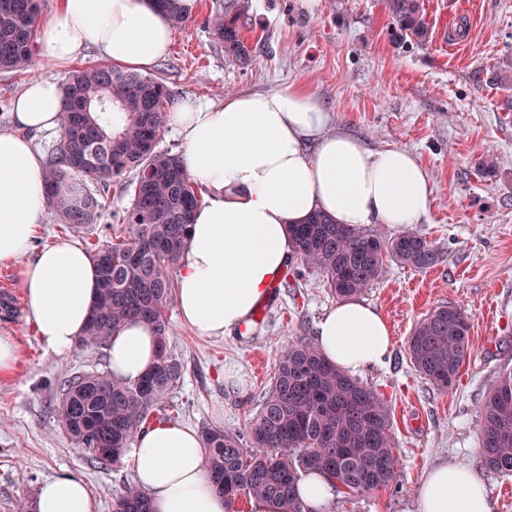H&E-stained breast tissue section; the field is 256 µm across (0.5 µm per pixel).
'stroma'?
<instances>
[{
	"label": "stroma",
	"mask_w": 512,
	"mask_h": 512,
	"mask_svg": "<svg viewBox=\"0 0 512 512\" xmlns=\"http://www.w3.org/2000/svg\"><path fill=\"white\" fill-rule=\"evenodd\" d=\"M223 4L199 0L148 71L175 102L220 104L296 83L330 112L332 126L376 148L409 150L428 174L431 206L416 229L441 247L440 262L424 271L389 262L363 295L390 329L388 358L361 379L391 408L397 478L363 494L336 490L327 512H419L417 485L447 462L473 469L494 512H512V476L481 466L479 416L500 373L512 370V90L491 81L512 71V0H425L431 35L424 46L394 41L383 0H252L244 64L225 57L206 25ZM461 23L467 33L456 52L450 33ZM71 72L37 55L26 71L0 72V128L9 126L25 83L63 82ZM487 155L496 177L477 173ZM1 271L13 279L16 313L0 316V334L16 340L19 358L0 375V512H17L43 480L64 471L86 483L95 512H112L113 498L134 478L129 460L90 463L55 417L66 376L108 371L107 352L78 344L61 358L46 350L27 318L20 262H0ZM336 303L320 274L308 271L296 291L273 284L252 335L220 340L200 337L170 306L169 350L183 366L165 402L171 423L244 430L272 387L279 356L293 341L314 340ZM443 304L462 307L471 324L470 360L448 391L418 375L406 351L415 323Z\"/></svg>",
	"instance_id": "stroma-1"
}]
</instances>
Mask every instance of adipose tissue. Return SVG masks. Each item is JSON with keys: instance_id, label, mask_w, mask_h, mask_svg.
<instances>
[{"instance_id": "adipose-tissue-1", "label": "adipose tissue", "mask_w": 512, "mask_h": 512, "mask_svg": "<svg viewBox=\"0 0 512 512\" xmlns=\"http://www.w3.org/2000/svg\"><path fill=\"white\" fill-rule=\"evenodd\" d=\"M172 39L151 0H57L35 45L58 65L94 49L111 63L145 70L168 53ZM62 109L60 84L37 78L16 95L11 127L0 128V261H21L26 312L42 345L63 358L85 334L98 272L71 240L31 250L47 200L44 157L30 134L59 128ZM169 122L182 139L187 173L209 192L194 215L176 288L181 318L203 337L224 338L250 321L293 255L289 225L321 211L340 224L400 227L429 211L428 175L415 154L370 147L344 128L327 133L329 113L301 86L243 92L221 105L188 99ZM316 345L338 369L356 374L384 360L390 332L379 311L349 299L318 322ZM157 351L151 326L127 322L107 350L113 380L137 382ZM131 466L151 512H227L192 429L159 424L140 432ZM416 497L420 512H493L485 486L462 464L433 469ZM32 510L94 512V500L81 479L62 473L40 486Z\"/></svg>"}]
</instances>
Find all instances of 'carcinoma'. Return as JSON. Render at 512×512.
Returning a JSON list of instances; mask_svg holds the SVG:
<instances>
[{
    "mask_svg": "<svg viewBox=\"0 0 512 512\" xmlns=\"http://www.w3.org/2000/svg\"><path fill=\"white\" fill-rule=\"evenodd\" d=\"M154 2L172 26L187 22L181 0ZM384 5L394 38L429 42L425 0ZM249 8V0H231L224 12L207 18L225 56L237 61L250 58L241 24ZM40 9V0H0V72L29 67ZM170 103L157 77L110 63L75 69L60 117L69 137L48 152L43 169L47 206L73 232L112 216V182L130 197L122 215L125 235L90 245L99 291L81 342L105 347L125 322L139 319L158 337L157 363L134 384L114 382L102 372L70 376L55 409L78 449L105 465L129 453L182 376L167 348L166 311L175 291L173 271L202 200L181 157L157 150ZM288 232L300 262L293 277H301L303 267L317 271L341 300L362 295L390 261L426 270L442 256L438 245L412 228L383 239L321 212L288 225ZM469 332L461 307L434 308L408 337L411 365L434 386L453 388L470 358ZM479 414L483 466L512 475V371L500 376ZM201 436L209 477L229 512L242 494L273 499L281 512H306L297 483L311 470L353 493L387 487L397 477L389 404L303 339L281 354L273 386L246 433L215 426L203 428ZM112 512H149L148 498L129 483L113 500Z\"/></svg>",
    "mask_w": 512,
    "mask_h": 512,
    "instance_id": "carcinoma-1",
    "label": "carcinoma"
}]
</instances>
